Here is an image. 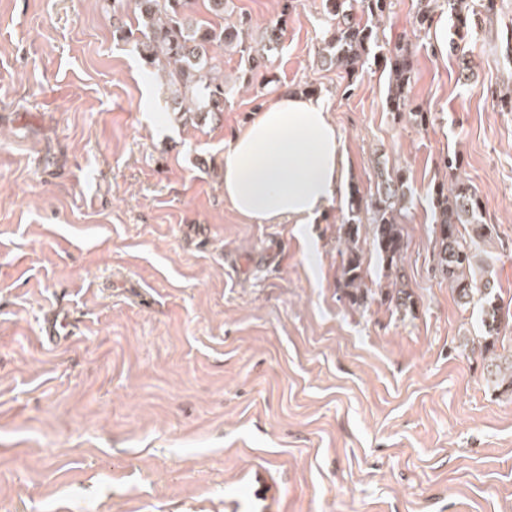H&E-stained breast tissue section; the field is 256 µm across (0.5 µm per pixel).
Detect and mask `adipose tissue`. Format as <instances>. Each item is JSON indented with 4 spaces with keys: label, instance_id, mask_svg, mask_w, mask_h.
I'll return each mask as SVG.
<instances>
[{
    "label": "adipose tissue",
    "instance_id": "1",
    "mask_svg": "<svg viewBox=\"0 0 512 512\" xmlns=\"http://www.w3.org/2000/svg\"><path fill=\"white\" fill-rule=\"evenodd\" d=\"M347 157L323 99L279 90L224 149V198L259 224H313L347 189Z\"/></svg>",
    "mask_w": 512,
    "mask_h": 512
}]
</instances>
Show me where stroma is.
Instances as JSON below:
<instances>
[{"label": "stroma", "mask_w": 512, "mask_h": 512, "mask_svg": "<svg viewBox=\"0 0 512 512\" xmlns=\"http://www.w3.org/2000/svg\"><path fill=\"white\" fill-rule=\"evenodd\" d=\"M392 0L416 55L419 126L317 64L321 0H304L269 66L313 84L350 186L404 171L402 284L370 229L371 294L350 297L346 200L316 224H251L224 199V149L255 114L165 111L168 92L108 0H0V512H512V396L489 390L479 319L433 269L432 193L458 155L493 273L512 298V112L488 31L477 66L437 61ZM70 319L57 344L51 317Z\"/></svg>", "instance_id": "35a3bbf8"}]
</instances>
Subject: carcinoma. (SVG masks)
I'll return each mask as SVG.
<instances>
[{
    "mask_svg": "<svg viewBox=\"0 0 512 512\" xmlns=\"http://www.w3.org/2000/svg\"><path fill=\"white\" fill-rule=\"evenodd\" d=\"M198 0H112V15L134 10L133 24L120 31L131 41L150 73L170 91L171 108L186 118H216L237 87L224 78V61L217 50L236 48L248 71L266 77L265 85L276 82L268 76L270 54L282 43L288 18L300 0H281L279 15L265 24L258 41L251 38L252 18L242 14L231 24H214L194 17ZM324 28L316 48L319 63L342 70L356 81L369 59L381 65L388 77L386 105L389 111L410 114L414 122H426L428 113L412 106L411 82L415 54L403 38L393 41L383 25L389 20L391 0H322ZM446 8L454 24L448 54L459 57L463 70L471 71L469 42L482 26L492 24L496 0H417L414 26L429 31L437 11ZM445 166L451 182L433 190L432 206L436 248L435 270L451 288L458 305L477 312L480 334L463 337L464 347L487 355L484 381L492 391L512 395V350L496 353L503 333L512 327V305L504 302L492 276L494 257L486 250L495 227L481 221L482 204L473 187L455 174L457 155ZM407 180L402 171L377 175L375 191L364 200L358 190L350 192L349 219L344 228L345 287L362 294L360 226L372 224L374 245L394 276L385 299L397 308L410 307L409 295L398 287L405 243L398 219L406 203Z\"/></svg>",
    "mask_w": 512,
    "mask_h": 512,
    "instance_id": "cac0c4a2",
    "label": "carcinoma"
}]
</instances>
